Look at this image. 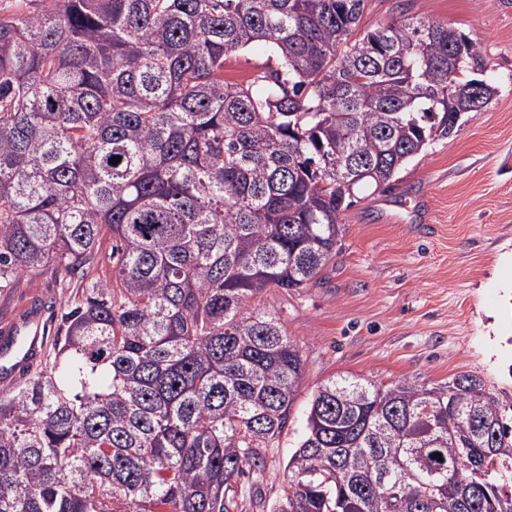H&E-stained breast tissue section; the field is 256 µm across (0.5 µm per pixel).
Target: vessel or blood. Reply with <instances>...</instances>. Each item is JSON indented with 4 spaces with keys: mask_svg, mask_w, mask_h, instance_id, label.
<instances>
[{
    "mask_svg": "<svg viewBox=\"0 0 512 512\" xmlns=\"http://www.w3.org/2000/svg\"><path fill=\"white\" fill-rule=\"evenodd\" d=\"M47 312L29 303L16 316L0 322V387L10 388L42 359Z\"/></svg>",
    "mask_w": 512,
    "mask_h": 512,
    "instance_id": "1",
    "label": "vessel or blood"
}]
</instances>
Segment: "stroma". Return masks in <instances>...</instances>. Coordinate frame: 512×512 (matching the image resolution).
I'll use <instances>...</instances> for the list:
<instances>
[{
  "mask_svg": "<svg viewBox=\"0 0 512 512\" xmlns=\"http://www.w3.org/2000/svg\"><path fill=\"white\" fill-rule=\"evenodd\" d=\"M421 16L481 45L498 94L388 189L345 212L320 282L257 300L301 348L305 374L287 427L259 450L262 472L245 478L260 495H237V512H271L286 495V464L327 380L430 388L469 372L512 406V0H369L361 26ZM32 296L51 298L62 313L83 294L40 271L0 292V320Z\"/></svg>",
  "mask_w": 512,
  "mask_h": 512,
  "instance_id": "stroma-1",
  "label": "stroma"
}]
</instances>
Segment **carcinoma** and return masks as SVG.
Returning <instances> with one entry per match:
<instances>
[{
	"mask_svg": "<svg viewBox=\"0 0 512 512\" xmlns=\"http://www.w3.org/2000/svg\"><path fill=\"white\" fill-rule=\"evenodd\" d=\"M367 0H15L0 8V289L84 275L48 370L0 403V512H232L304 374L271 288L322 277L357 193L492 104L481 46ZM276 57L248 82L224 59ZM121 158L117 164L110 163ZM440 453L443 461L432 457ZM272 512H512L483 380L317 388ZM115 244V240H112V234L110 232H104L96 259L89 269L86 270L87 280L91 278L105 280L111 277L112 261H116V258L112 259V245Z\"/></svg>",
	"mask_w": 512,
	"mask_h": 512,
	"instance_id": "cac0c4a2",
	"label": "carcinoma"
}]
</instances>
